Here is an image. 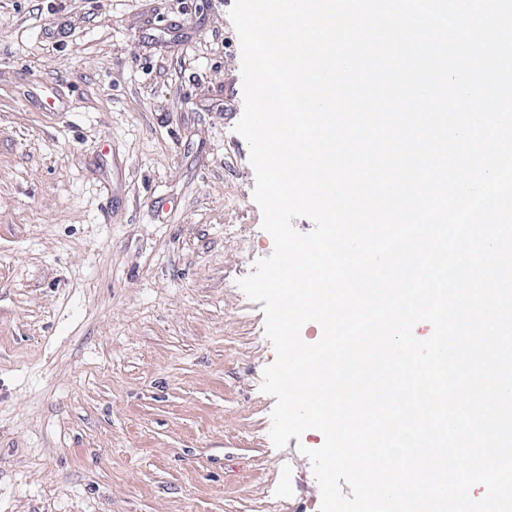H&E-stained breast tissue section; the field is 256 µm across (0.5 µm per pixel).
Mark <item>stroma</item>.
<instances>
[{"label":"stroma","mask_w":512,"mask_h":512,"mask_svg":"<svg viewBox=\"0 0 512 512\" xmlns=\"http://www.w3.org/2000/svg\"><path fill=\"white\" fill-rule=\"evenodd\" d=\"M234 0H0V512H319L238 285Z\"/></svg>","instance_id":"obj_1"}]
</instances>
